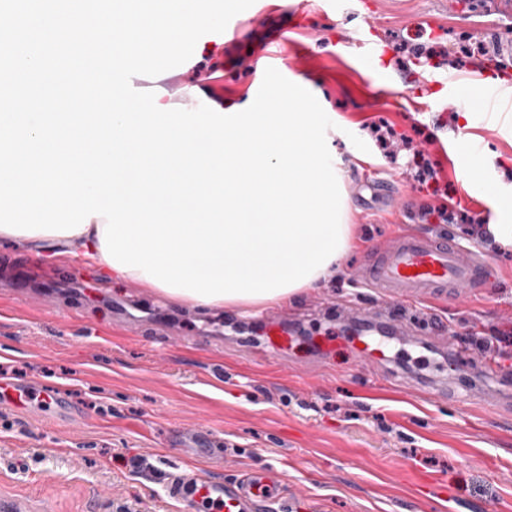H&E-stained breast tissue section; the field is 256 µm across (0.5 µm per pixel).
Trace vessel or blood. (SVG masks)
I'll return each instance as SVG.
<instances>
[{"label": "vessel or blood", "instance_id": "b4317fda", "mask_svg": "<svg viewBox=\"0 0 512 512\" xmlns=\"http://www.w3.org/2000/svg\"><path fill=\"white\" fill-rule=\"evenodd\" d=\"M491 279L488 263L446 237L403 232L379 252L365 269L362 282L379 293L378 308L417 304L434 299L458 298L485 287ZM359 358L385 359L387 347L378 339L360 337L353 343ZM0 396L20 409L45 402L56 416L71 411L58 394L30 381L0 380ZM169 496L189 499L194 512H259L280 495V482L267 469L254 470L242 479L227 482L191 473L166 487Z\"/></svg>", "mask_w": 512, "mask_h": 512}]
</instances>
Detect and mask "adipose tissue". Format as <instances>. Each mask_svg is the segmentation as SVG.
<instances>
[{
  "label": "adipose tissue",
  "instance_id": "ef3b65f1",
  "mask_svg": "<svg viewBox=\"0 0 512 512\" xmlns=\"http://www.w3.org/2000/svg\"><path fill=\"white\" fill-rule=\"evenodd\" d=\"M104 218H91L82 233L71 236H56L37 234L34 236H20V243L32 250L42 249L45 245L53 244L62 248L65 256L96 267L118 282H134L144 284L145 279L138 270L124 272L111 266L103 257L100 246Z\"/></svg>",
  "mask_w": 512,
  "mask_h": 512
}]
</instances>
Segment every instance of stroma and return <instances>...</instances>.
Masks as SVG:
<instances>
[{"instance_id":"obj_1","label":"stroma","mask_w":512,"mask_h":512,"mask_svg":"<svg viewBox=\"0 0 512 512\" xmlns=\"http://www.w3.org/2000/svg\"><path fill=\"white\" fill-rule=\"evenodd\" d=\"M255 0L231 32L201 37V50L168 78L133 87L194 102L204 86L239 112L266 67L309 90L333 122L354 242L340 268L288 302L248 316L241 307L199 310L151 289L111 282L90 266L54 261L0 239V367L57 391L76 415L58 420L0 404V512H186L164 493L176 474L225 481L275 469L272 512H512V359L472 346L474 334L512 328V248L469 235L464 224L418 223L435 199L420 191L402 137L438 160L448 194L512 225V111L483 113L469 67H452L459 38L492 49L483 71L512 66V0ZM372 31L375 59L347 46ZM415 47L439 50L417 61ZM455 76L457 111L423 109L417 66ZM398 137L381 149L368 125ZM402 231L446 236L493 266L490 287L461 300L396 312L393 361H353L345 325L376 290L358 286L373 249ZM447 341L429 340L430 319ZM287 329L280 364L259 356L267 331ZM335 339L332 351L310 340ZM461 359L449 361V350ZM450 384L481 400H424L412 391ZM149 467L133 470L130 458Z\"/></svg>"}]
</instances>
